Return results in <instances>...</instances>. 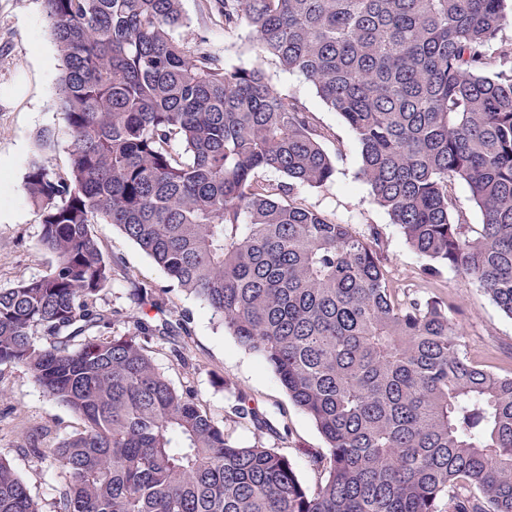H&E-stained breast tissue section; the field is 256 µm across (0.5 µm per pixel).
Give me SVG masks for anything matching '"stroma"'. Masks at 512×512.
I'll list each match as a JSON object with an SVG mask.
<instances>
[{
    "mask_svg": "<svg viewBox=\"0 0 512 512\" xmlns=\"http://www.w3.org/2000/svg\"><path fill=\"white\" fill-rule=\"evenodd\" d=\"M200 4L201 0H183L187 25L176 31V38H205L226 66H260L279 92L297 98L326 131L323 147L336 160V178L323 188L298 186L299 201L351 225L356 233L365 235L377 228L384 268L401 297L436 296L457 307L467 357L495 372H512V319L463 274L446 268L436 279L423 278L425 258L406 244L398 226L376 205L369 186L358 177L361 148L352 130L322 103L302 76L283 71L272 58L258 56L248 27L225 34L223 24L202 13ZM37 44L54 46L43 0H0V158L13 161L9 191L0 194V209L12 212L9 219L0 221V288L46 275L55 264L54 255L40 245V216L22 188L31 162L41 160L58 174L70 167L69 132L53 104L60 70L43 66L33 51ZM44 129L54 132L57 145L42 152L36 136ZM92 231L104 255L121 262L120 276L97 301L98 307L111 314L113 332H123L124 320L135 307L130 281L156 289L168 316L186 320L190 330L185 339L190 357L186 364L174 357L171 342L149 341L156 367L177 390H191L200 409L238 444L258 440L253 429L236 421L238 407L254 408L278 431L277 436L267 438V445L292 460L302 483L316 486L321 474L310 457L314 451H325L326 443L260 355L225 333L220 319L203 302L177 288L124 234L108 224L93 225ZM81 426V419L45 394L25 366H0V456L11 462L42 512H53L66 479L52 458L30 452V437L41 434L47 446Z\"/></svg>",
    "mask_w": 512,
    "mask_h": 512,
    "instance_id": "1",
    "label": "stroma"
}]
</instances>
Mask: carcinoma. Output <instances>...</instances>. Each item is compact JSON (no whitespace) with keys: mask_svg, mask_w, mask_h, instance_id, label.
I'll use <instances>...</instances> for the list:
<instances>
[{"mask_svg":"<svg viewBox=\"0 0 512 512\" xmlns=\"http://www.w3.org/2000/svg\"><path fill=\"white\" fill-rule=\"evenodd\" d=\"M62 71L68 173L33 162L48 274L0 289V365L25 366L83 428L41 448L66 472L54 512H512V373L471 362L435 298L398 299L365 237L293 198L333 183L325 133L256 67L181 41L182 0H44ZM224 31L308 81L361 147L360 178L428 260L512 319V0H205ZM272 170L277 183L258 180ZM466 184L476 229L449 187ZM94 224L136 243L258 353L328 453L314 489L241 446L155 367L189 334L133 285L128 330L96 301L118 262ZM47 343H37L38 337ZM241 419L273 434L256 410ZM0 512H41L0 457Z\"/></svg>","mask_w":512,"mask_h":512,"instance_id":"cac0c4a2","label":"carcinoma"}]
</instances>
